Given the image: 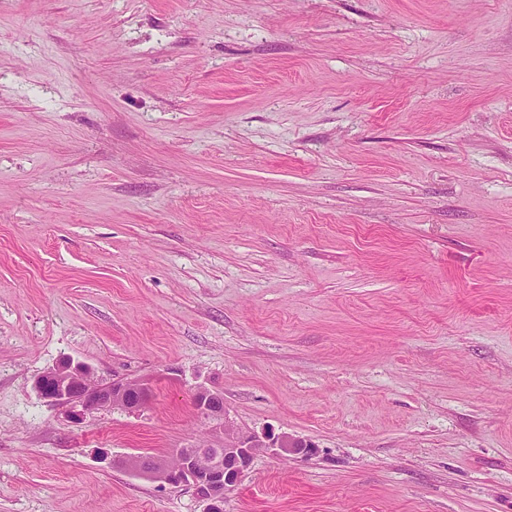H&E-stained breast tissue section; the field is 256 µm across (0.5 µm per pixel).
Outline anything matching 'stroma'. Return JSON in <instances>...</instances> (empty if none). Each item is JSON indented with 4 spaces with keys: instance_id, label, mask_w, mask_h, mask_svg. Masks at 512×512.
<instances>
[{
    "instance_id": "stroma-1",
    "label": "stroma",
    "mask_w": 512,
    "mask_h": 512,
    "mask_svg": "<svg viewBox=\"0 0 512 512\" xmlns=\"http://www.w3.org/2000/svg\"><path fill=\"white\" fill-rule=\"evenodd\" d=\"M202 388L224 512H512V0H0V512H204ZM90 376L87 367L64 361L50 369L35 382L37 393L46 401L69 408L73 418L105 407L120 406L139 409L149 398L150 390L136 381H115L108 384L85 381ZM197 410L205 418H224V448H190L172 456L176 464L153 457H133L123 465L148 479L171 485L191 484L196 494L208 502L206 512L224 510V494L236 487L249 469L254 457L261 453L281 452L308 457L316 453V445L288 434L248 432L230 424L224 417V398L219 393L200 390L195 395Z\"/></svg>"
}]
</instances>
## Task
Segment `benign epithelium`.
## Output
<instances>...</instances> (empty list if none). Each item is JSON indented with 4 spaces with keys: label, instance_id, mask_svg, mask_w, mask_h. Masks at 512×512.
Here are the masks:
<instances>
[{
    "label": "benign epithelium",
    "instance_id": "obj_1",
    "mask_svg": "<svg viewBox=\"0 0 512 512\" xmlns=\"http://www.w3.org/2000/svg\"><path fill=\"white\" fill-rule=\"evenodd\" d=\"M87 367L64 361L35 382L37 393L46 401L69 408L73 418L105 407L120 406L139 409L149 398L150 390L136 381L108 384L86 380ZM197 410L205 418L224 421V447L190 448L173 455L176 463L153 457H133L123 465L148 479L171 485L190 484L202 500L207 512H223L224 494L236 487L249 469L254 457L261 453L281 452L308 457L316 453V445L288 434L243 431L224 419V398L207 390L195 395Z\"/></svg>",
    "mask_w": 512,
    "mask_h": 512
}]
</instances>
